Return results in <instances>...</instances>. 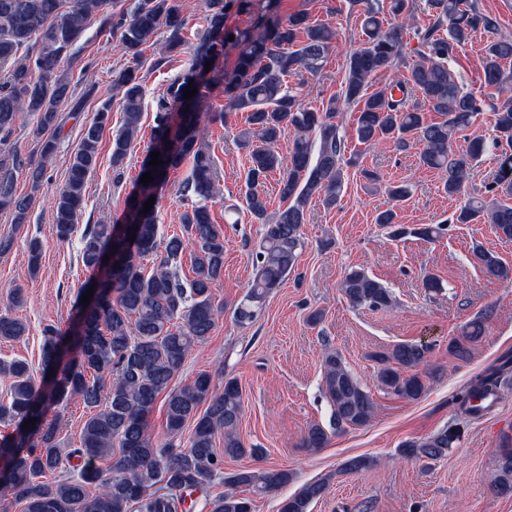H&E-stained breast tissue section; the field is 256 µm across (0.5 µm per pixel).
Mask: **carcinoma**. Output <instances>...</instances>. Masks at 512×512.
Segmentation results:
<instances>
[{
    "mask_svg": "<svg viewBox=\"0 0 512 512\" xmlns=\"http://www.w3.org/2000/svg\"><path fill=\"white\" fill-rule=\"evenodd\" d=\"M362 6L364 39L345 57L340 91L325 106H305L287 78L303 71L316 75L324 68L336 38L328 24L311 21L305 13L283 20L279 0H207V27L197 38L185 66L167 80L156 100L155 126L148 151L160 152L163 163L152 167L145 156L138 177L125 199L122 220L89 224L80 239V258L86 271L84 287L74 302L72 319L64 327L43 330L42 377L35 382L21 359L0 360V377L11 380L9 401L0 404V496L22 505V512H191L188 498L204 492L215 481L226 490L209 500L208 512H253L254 498L273 494L293 480V472L278 468L239 469L224 475V457L257 458L264 449L245 446L238 429L243 415L242 390L234 377L216 386L209 373L190 383L173 385L188 356L205 344L221 308L213 290L224 275V226L214 223L211 203L220 193V176L209 144L201 136L203 122L223 123L231 113L245 114L246 128L236 135L245 150L248 171L243 194L246 210L261 225L258 244L250 251L254 277L233 310L240 326L252 324L269 295L297 269L305 245L306 206L314 197L327 207L340 201L345 187L346 146L336 117L347 105L359 106L355 136L362 145L391 139L405 151L410 139L420 145L419 165L437 172L448 196L464 192L472 164L490 150L496 154L497 175L485 187L491 199L471 197L454 212L452 224H491L501 239L512 240V95L491 105L492 140L474 136L465 151L454 150L456 134L469 128L484 111L485 102L461 88L449 62L478 28L498 30L496 17L481 12L474 0H425L429 23L415 30L416 60L407 73L372 88L371 77L405 64L404 25L384 16L380 0H353ZM118 0H0V211H9L13 223L25 224L33 195L16 193L17 174L26 171L31 190H38L44 164H34L7 139L17 120L30 116L37 130L42 159L51 158L64 127L60 106L70 103L81 112L84 101L74 98V86L61 64L71 60L73 47L91 23L101 32L119 35L127 64L112 72V84L122 92L123 123L112 136V170L121 178L125 160L140 131L144 88L139 71L145 51L155 44L161 27L170 30L165 51L181 52L184 40L185 0H137L130 9L117 8ZM246 14L250 25L230 28L231 13ZM393 19L414 17L413 0H390ZM234 40H229V37ZM236 51V63L224 68L226 49ZM512 60V38L498 36L485 48L483 86L504 92L512 75L504 64ZM211 62L210 69L205 63ZM197 88L184 100L187 87ZM220 87L224 105L216 112L198 111L205 92ZM423 105L411 102L414 95ZM443 120L430 122L424 112ZM111 104L105 102L84 123L81 139L70 159L67 180L54 203L56 235L69 239L85 201L88 177L99 160L102 133L110 121ZM293 132L292 149L283 157L275 145L285 130ZM190 162V174L180 184L185 202L182 232L166 236L157 208L144 212L145 203L158 197L170 172ZM152 173L144 185L140 177ZM278 174L283 207L268 213L264 190L267 177ZM376 223L393 238L417 237L435 241L443 223H399L394 209L377 214ZM135 241L128 240V234ZM108 262H103L106 254ZM190 254L192 278L177 273ZM42 244L28 241L31 271L38 270ZM474 263L490 278L512 281V267L480 245L471 252ZM152 262L147 266L146 262ZM96 294L81 303L85 286ZM341 291L354 307L381 310L393 305L391 292L360 268H350ZM24 304L23 291L14 289L0 304V339H19L27 324L12 315ZM486 310L464 325L448 342V354L465 362L472 345L486 332L491 320ZM430 347L399 342L372 355L378 377L391 393L415 400L427 390L432 376L425 366ZM322 383L333 409L332 430L362 427L371 422L376 403L371 392L347 367L342 356L327 349ZM52 377H47V374ZM500 376L491 373L456 395L454 404L478 415L472 400L497 392ZM164 397L167 436L159 441L150 431L149 415ZM75 401L86 410L80 446L63 452L55 408ZM34 424L23 427L26 420ZM188 437H183L185 427ZM224 437V448L216 438ZM329 440L319 424L308 427L304 446L316 451ZM460 440L456 428H443L399 447L401 457L428 463L448 456ZM81 465L68 477L48 482V472L69 471L70 459ZM377 466L376 459L357 456L343 470L359 474ZM328 481L304 485L283 498L278 512H309L321 498ZM493 491L512 497V448L501 450L492 480Z\"/></svg>",
    "mask_w": 512,
    "mask_h": 512,
    "instance_id": "cac0c4a2",
    "label": "carcinoma"
}]
</instances>
